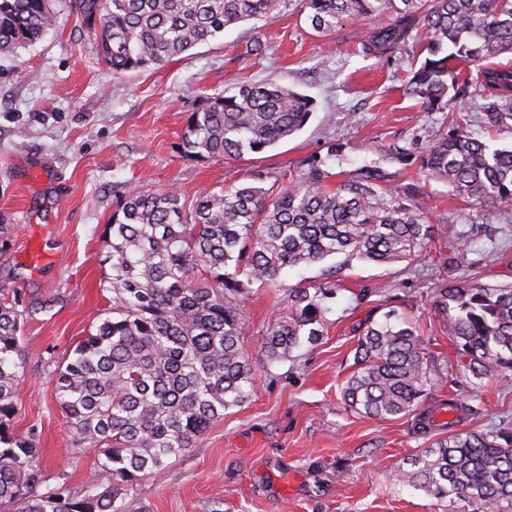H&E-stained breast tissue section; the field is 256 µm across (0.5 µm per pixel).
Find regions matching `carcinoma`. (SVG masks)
Listing matches in <instances>:
<instances>
[{"label": "carcinoma", "instance_id": "1", "mask_svg": "<svg viewBox=\"0 0 512 512\" xmlns=\"http://www.w3.org/2000/svg\"><path fill=\"white\" fill-rule=\"evenodd\" d=\"M55 0H0V53L41 40L57 20ZM93 29L101 61L121 76L159 68L171 58L248 20L270 23L288 0H71ZM312 28L336 31L367 20L358 53L392 54L422 29L419 67L409 93L443 111L462 82L461 67L478 66L483 112L493 127H512V68L490 60L512 54V0H301ZM314 111L311 99L276 83H247L202 97L188 114L179 148L188 157L236 159L262 153L296 134ZM342 147L312 158L288 184L250 182L184 206L175 191L133 190L117 199L102 243L112 260L111 315L56 362L55 399L77 447L97 451V470L76 491L64 478L46 492L36 466L35 429L15 430L17 383L27 360L19 333L20 300L0 301V512H141L136 486L146 470L193 447L224 411L245 403L255 366L241 342L242 300L250 286H277L284 271L346 254L375 264L423 256L432 227L418 208L366 167L334 183L328 161ZM425 180L484 210L512 205V146L492 149L456 129L434 142L420 163ZM444 264H470L461 238ZM333 286H290L284 312L268 325L267 363L288 360L302 337L323 335L324 300ZM433 305L464 371L473 378L512 374V284L443 282ZM356 370L346 404L382 420L417 417L418 430L458 426L465 406L450 398L418 410L431 362L416 327L395 311L370 321L357 339ZM399 481L461 512H512V429L455 431L424 449Z\"/></svg>", "mask_w": 512, "mask_h": 512}]
</instances>
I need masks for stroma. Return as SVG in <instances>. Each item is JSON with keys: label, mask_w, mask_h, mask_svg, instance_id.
Masks as SVG:
<instances>
[{"label": "stroma", "mask_w": 512, "mask_h": 512, "mask_svg": "<svg viewBox=\"0 0 512 512\" xmlns=\"http://www.w3.org/2000/svg\"><path fill=\"white\" fill-rule=\"evenodd\" d=\"M54 29L31 46L0 54V299L20 298L30 311L22 345L27 368L18 385L17 431L37 425L38 466L82 488L97 453L76 448L54 400V366L107 317L110 275L101 234L119 196L135 188L174 189L185 202L245 182L267 169L280 181L331 144H344L341 171L380 167L403 202L422 208L435 234L423 259L375 265L344 255L288 271L279 288H251L244 302L243 346L256 368V389L229 409L192 448L146 471L136 492L143 512H445L423 490L401 485L400 466L432 442L414 417L377 420L345 405L356 339L369 320L397 309L417 326L432 361L426 406L452 397L468 408L460 427L512 429V384L477 381L432 304L440 282L468 275L512 284V205L485 211L453 196L446 183L425 182L405 195L432 143L461 126L493 146L512 145V130L486 124L478 85L424 110L405 77L420 44L384 58L357 52L367 25L342 22L317 35L289 0L269 24L226 28L221 40L142 74L113 76L92 32L56 0ZM266 45L250 56L253 40ZM271 80L310 96L306 127L268 151L238 160L194 159L180 148L186 118L201 94ZM406 149L400 159L398 149ZM468 240L473 268L441 265L455 234ZM334 281L321 339L289 360L267 364L266 329L284 289Z\"/></svg>", "instance_id": "35a3bbf8"}]
</instances>
